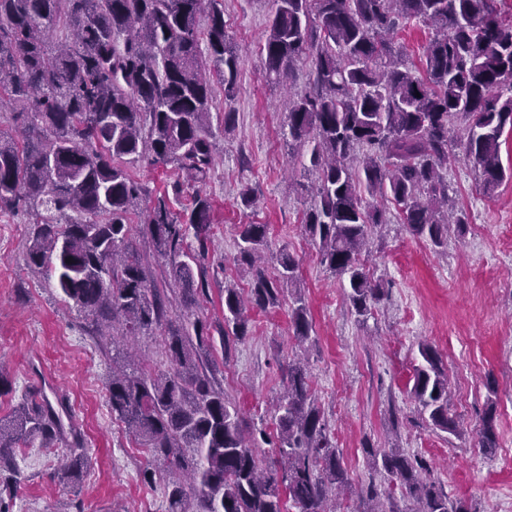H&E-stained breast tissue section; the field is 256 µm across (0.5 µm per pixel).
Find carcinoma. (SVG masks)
I'll return each mask as SVG.
<instances>
[{
    "label": "carcinoma",
    "instance_id": "cac0c4a2",
    "mask_svg": "<svg viewBox=\"0 0 512 512\" xmlns=\"http://www.w3.org/2000/svg\"><path fill=\"white\" fill-rule=\"evenodd\" d=\"M261 46L263 77L282 82L309 61L308 86L290 100L288 145L306 150L317 171L315 204L304 228L320 263L348 280L349 305L372 312L384 286L367 272L371 231L390 223L389 202L409 232L435 248L468 224L450 194L448 146L456 140L484 195L512 182L500 162L512 130V22L497 0H275ZM207 27H200L201 17ZM418 22L432 30L425 68L407 64L394 42ZM239 55L224 23L223 0H0V211L29 215L36 228L29 266L53 272L58 288L97 326L118 339L166 327L169 368L152 374L112 371V416L125 424L172 477L166 512H336L330 495L346 485L306 368L288 363V382L273 421V460L263 468L239 409L204 360L213 338L198 314L206 280L180 260L189 237L205 248L211 198L199 186L214 163L210 124L214 84L237 91ZM151 159L185 174L173 194L193 190L180 215L168 194L151 196L128 165ZM169 261L179 322L167 319V295L151 287L147 261L132 240L131 215ZM268 225L243 224L239 255L252 271L248 299L224 287L222 345L249 335L247 307L280 305L291 290L293 336L312 325L287 247L275 273L260 263ZM412 399L431 423L459 433L438 350L421 344ZM69 406L32 396L0 418V474L19 483L15 448L71 437L59 478L70 483L87 465L82 438L66 431ZM478 447H497L493 417ZM376 471L396 483L411 512H472L452 500L426 462L401 448L369 451ZM190 490H185V487Z\"/></svg>",
    "mask_w": 512,
    "mask_h": 512
}]
</instances>
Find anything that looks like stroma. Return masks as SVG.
Returning a JSON list of instances; mask_svg holds the SVG:
<instances>
[{
    "instance_id": "35a3bbf8",
    "label": "stroma",
    "mask_w": 512,
    "mask_h": 512,
    "mask_svg": "<svg viewBox=\"0 0 512 512\" xmlns=\"http://www.w3.org/2000/svg\"><path fill=\"white\" fill-rule=\"evenodd\" d=\"M275 8V0H224L226 28L240 54L239 91L228 101L216 90L211 109L215 160L203 191L213 201L214 220L198 258L208 283L202 317L218 333L225 286L249 287L251 271L238 260L239 230L259 223L269 229L270 251L285 245L301 259L312 331L297 345L289 298L251 310L249 335L211 351L214 376L248 427L268 428L287 385L288 363L304 355L351 486L343 512H361V493L377 476L370 451L394 446L422 456L449 496L473 512H512V183L483 196L472 165L452 148L448 182L469 216L465 232L439 253L402 224L375 229L364 262L387 292L365 321H357L346 280L321 265L303 230L314 203L309 157L288 153V101L304 91L309 66L300 64L293 79L281 83L262 75L260 47ZM228 112L236 115L229 133ZM245 186L259 208L242 203ZM32 232L23 215L0 214V418L35 393L65 399L88 462L65 486L56 479L63 442L22 445L14 512H165L163 481L143 479L154 464L148 449L112 417V360L91 319L65 300L54 276L28 265ZM424 342L448 368L461 434L434 427L409 394ZM489 408L498 446L487 454L475 430Z\"/></svg>"
}]
</instances>
